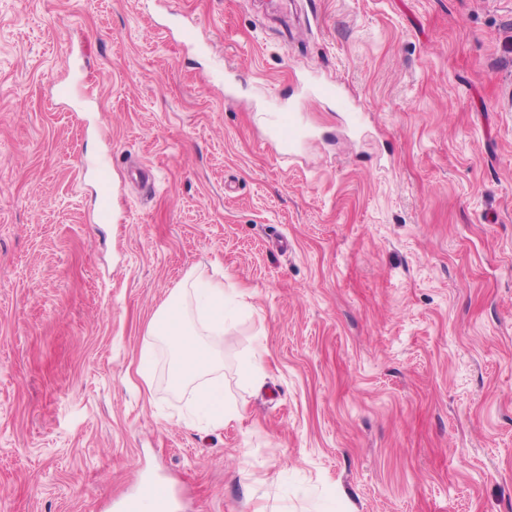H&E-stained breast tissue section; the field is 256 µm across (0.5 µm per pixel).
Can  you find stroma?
Returning a JSON list of instances; mask_svg holds the SVG:
<instances>
[{"mask_svg": "<svg viewBox=\"0 0 512 512\" xmlns=\"http://www.w3.org/2000/svg\"><path fill=\"white\" fill-rule=\"evenodd\" d=\"M272 2L0 0V512H512V0ZM314 70L366 122L309 102L278 163ZM190 276L219 427L146 335ZM295 112L292 105H289L286 109H281L275 117L271 133L272 141L277 145L284 146L288 144L289 156H291L293 145L298 140L310 138L307 130L300 126Z\"/></svg>", "mask_w": 512, "mask_h": 512, "instance_id": "obj_1", "label": "stroma"}]
</instances>
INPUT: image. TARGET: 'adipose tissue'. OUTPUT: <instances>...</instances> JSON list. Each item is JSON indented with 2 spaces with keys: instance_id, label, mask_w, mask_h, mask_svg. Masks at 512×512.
Wrapping results in <instances>:
<instances>
[{
  "instance_id": "obj_1",
  "label": "adipose tissue",
  "mask_w": 512,
  "mask_h": 512,
  "mask_svg": "<svg viewBox=\"0 0 512 512\" xmlns=\"http://www.w3.org/2000/svg\"><path fill=\"white\" fill-rule=\"evenodd\" d=\"M203 317L194 326L193 313ZM220 336L224 333V285L213 283L207 288L190 287L180 292L151 319L147 334L171 349L173 386L194 385L195 402L213 417L214 424L229 421L226 399L221 387L206 383L205 375L219 369L221 362L198 337L199 331Z\"/></svg>"
}]
</instances>
